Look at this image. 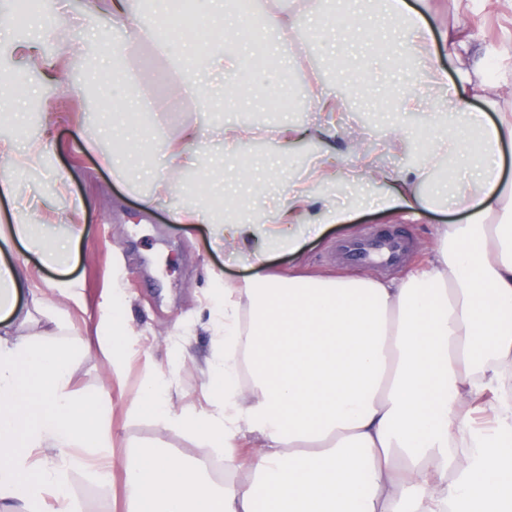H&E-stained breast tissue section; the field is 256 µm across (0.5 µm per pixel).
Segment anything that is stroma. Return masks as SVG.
Here are the masks:
<instances>
[{
	"instance_id": "stroma-1",
	"label": "stroma",
	"mask_w": 512,
	"mask_h": 512,
	"mask_svg": "<svg viewBox=\"0 0 512 512\" xmlns=\"http://www.w3.org/2000/svg\"><path fill=\"white\" fill-rule=\"evenodd\" d=\"M409 7L423 9L433 29L431 63L434 68L455 76L458 61L448 51V34L457 30L472 43L470 64L479 66L489 84L495 85L492 99L499 111H487L483 96L471 95L472 110L496 119L498 112L512 113V81L499 85L506 55L512 54V0H407ZM53 25V38L41 46L42 55L60 61L61 81L47 84L39 64L12 50L15 41L37 40L41 25ZM394 20L384 19L372 26L371 38L354 37L346 45L314 46L311 62L326 88H335L332 68L343 71L344 80L365 73L369 90L349 98V105L336 115L337 144L356 139L382 170L395 173L406 166L405 148L386 141L383 125L405 123L404 113L393 106L396 93L404 87L427 91L426 78L400 66L395 57L379 55L378 44L392 40ZM95 23L83 18L74 0H43L38 22L14 23L9 35L0 37V75L11 78V95L22 111L32 102L61 106L62 119L55 127L41 163L15 176L17 202L0 198V225L19 223L28 208H35L42 224L78 223L86 232L72 246L68 266L43 263L21 242L12 243L9 261L28 265L31 277L21 289L18 305L27 307L30 290L43 293L68 315L69 333L82 337L87 350L72 364L73 390L80 393L109 391L112 401V451L116 467L133 463L149 448H166L187 461L223 460L224 451L208 447L197 436L173 420L183 409L205 412L210 408L207 361L217 348L206 328L214 307L217 282L244 284L255 274L287 275L292 271L334 276L371 274L379 280L399 279L426 268L435 243V229L441 224H464L470 214L461 209L426 211L413 218L405 214L385 215L366 208L346 225L323 227L313 233L299 252H270L259 268L216 245L205 224H180L175 210L183 206V183H172L161 203L145 210L141 195L151 189L150 179L127 186L117 177L107 160L115 134L126 137L132 166L151 176L166 172L168 159L164 144L175 129L197 121L206 126L217 121L227 124L315 125L318 113L297 110L295 105L277 111L254 101H212L208 111H195L193 104L170 99L164 78L165 68L151 48L134 45L129 33L120 32L123 54L137 68V76L151 95L158 116H141L137 123L119 126L110 107L112 90L97 72L92 59ZM311 142L284 144L266 140L248 143L243 158L252 167L278 159L279 178L275 183H258L242 196V213L263 224L273 221L276 206L287 203L288 191L316 154ZM66 177L67 191H60L58 177ZM369 231H400L408 235L411 249L398 269L382 271L343 264L338 245ZM76 281L81 303H73L52 291V284ZM120 285L127 303L124 315L137 340L122 378L110 372V353L97 339L95 325L105 296ZM159 375L171 386V416L164 419L135 410L145 378ZM69 491L78 512H123L121 490L112 489L82 472L71 473Z\"/></svg>"
}]
</instances>
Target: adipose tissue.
Instances as JSON below:
<instances>
[{"instance_id":"adipose-tissue-1","label":"adipose tissue","mask_w":512,"mask_h":512,"mask_svg":"<svg viewBox=\"0 0 512 512\" xmlns=\"http://www.w3.org/2000/svg\"><path fill=\"white\" fill-rule=\"evenodd\" d=\"M224 25L185 43V30L165 35L164 20L144 23L131 0H83L101 23V36L131 32L170 64L174 93L206 111L216 81L238 83L261 62L231 35L258 28L278 37L286 58L308 60L321 31L314 20L322 0H263L241 14L236 0H211ZM397 19L403 58L427 70L431 89L445 80L429 68L430 24L405 0H376ZM459 62L446 110H434L437 133L417 165L397 175L363 159V182H392L376 201L393 214L454 205L468 224L440 226L430 269L421 276L380 281L370 276H255L246 287L218 289L212 331L221 351L208 363L213 409L186 410L177 423L211 447L227 448L242 433L261 440L248 482L216 488L201 477L205 462L188 463L164 448L144 452L126 467V512H512V403L502 394L512 372V182L494 164L512 141V113L483 122L466 90L481 85L467 65L469 46L453 37ZM205 129L180 127L166 145L168 174L156 179L145 206L159 200L172 175L200 170L197 143ZM44 145L19 149L0 137V196L14 175L39 158ZM476 158L467 181L447 177L450 161ZM307 181L288 195L275 221L248 218L215 226L225 245L262 260L266 250L298 251L310 226L346 224L353 206L338 204L317 186L335 172L313 162ZM83 225L63 235L37 236L29 224H1L0 245L22 242L44 261L65 265ZM29 269L0 258V501L9 512H76L68 477L86 471L111 484L112 429L104 394H76L71 365L77 339L41 298L32 311L15 305ZM104 341L121 374L135 341L113 290L101 315ZM456 481H449V473Z\"/></svg>"}]
</instances>
